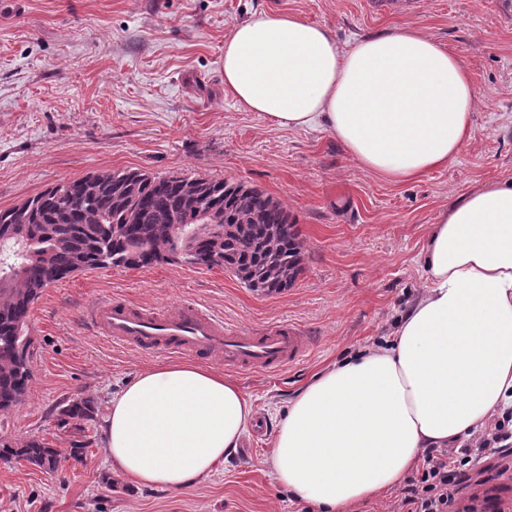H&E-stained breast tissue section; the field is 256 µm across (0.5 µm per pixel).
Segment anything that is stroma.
Returning a JSON list of instances; mask_svg holds the SVG:
<instances>
[{"label":"stroma","instance_id":"35a3bbf8","mask_svg":"<svg viewBox=\"0 0 512 512\" xmlns=\"http://www.w3.org/2000/svg\"><path fill=\"white\" fill-rule=\"evenodd\" d=\"M291 12L341 48L397 26L453 50L478 94L471 136L448 166L392 183L351 161L322 129L270 125L224 93V40L252 16ZM241 182L279 201L302 244L304 271L277 295L182 261L75 274L33 306L32 376L0 435L39 438L62 453L58 473L0 461V512H316L294 500L264 458L274 418L327 365L389 341L422 293L430 224L490 179L512 180V0H0V209L95 172ZM123 297L175 309L191 301L247 331L290 324L309 336L299 361L275 373L225 367L252 398L262 433L182 491L138 488L114 474L99 421L82 461L63 403L107 409L142 369L162 362L107 342L86 318ZM477 512H512V479L476 473Z\"/></svg>","mask_w":512,"mask_h":512}]
</instances>
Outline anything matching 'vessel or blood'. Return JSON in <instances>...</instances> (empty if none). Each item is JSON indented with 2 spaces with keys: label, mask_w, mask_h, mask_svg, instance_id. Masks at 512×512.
Wrapping results in <instances>:
<instances>
[{
  "label": "vessel or blood",
  "mask_w": 512,
  "mask_h": 512,
  "mask_svg": "<svg viewBox=\"0 0 512 512\" xmlns=\"http://www.w3.org/2000/svg\"><path fill=\"white\" fill-rule=\"evenodd\" d=\"M89 316L100 336L141 351H162L223 361L250 370L275 372L304 356L308 340L294 327L260 334L230 329L196 303L160 312L121 300L91 305Z\"/></svg>",
  "instance_id": "1"
}]
</instances>
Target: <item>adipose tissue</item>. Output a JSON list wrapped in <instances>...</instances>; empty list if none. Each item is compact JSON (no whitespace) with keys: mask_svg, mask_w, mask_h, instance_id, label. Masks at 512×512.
Wrapping results in <instances>:
<instances>
[{"mask_svg":"<svg viewBox=\"0 0 512 512\" xmlns=\"http://www.w3.org/2000/svg\"><path fill=\"white\" fill-rule=\"evenodd\" d=\"M224 90L274 126L326 128L362 169L396 183L447 166L477 104L459 57L418 29L345 50L292 13L234 28ZM422 262L427 285L387 346L327 367L281 413L266 462L296 500L345 512L396 487L424 449L512 408V183L485 181L443 209ZM255 416L236 381L173 359L113 395L102 428L116 472L179 491L224 464Z\"/></svg>","mask_w":512,"mask_h":512,"instance_id":"adipose-tissue-1","label":"adipose tissue"}]
</instances>
